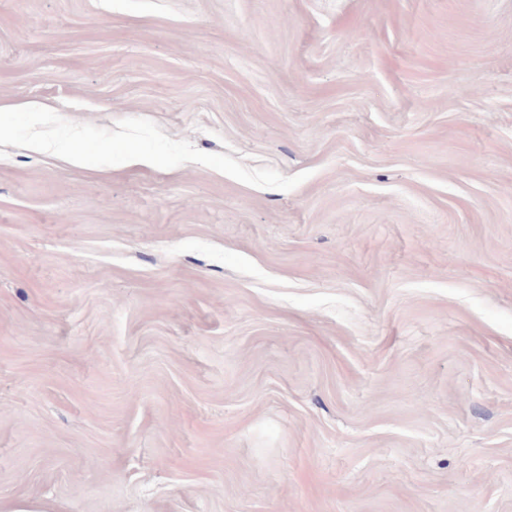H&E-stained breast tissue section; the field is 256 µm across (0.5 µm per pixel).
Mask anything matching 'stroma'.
I'll return each instance as SVG.
<instances>
[{
	"label": "stroma",
	"mask_w": 512,
	"mask_h": 512,
	"mask_svg": "<svg viewBox=\"0 0 512 512\" xmlns=\"http://www.w3.org/2000/svg\"><path fill=\"white\" fill-rule=\"evenodd\" d=\"M19 502L512 512V0H0Z\"/></svg>",
	"instance_id": "obj_1"
}]
</instances>
